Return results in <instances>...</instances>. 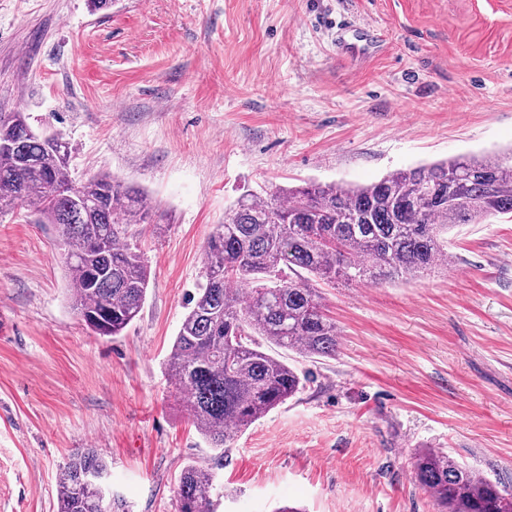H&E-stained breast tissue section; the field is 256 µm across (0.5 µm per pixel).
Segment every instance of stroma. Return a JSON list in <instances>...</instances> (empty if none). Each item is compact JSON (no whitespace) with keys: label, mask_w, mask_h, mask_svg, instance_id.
<instances>
[{"label":"stroma","mask_w":512,"mask_h":512,"mask_svg":"<svg viewBox=\"0 0 512 512\" xmlns=\"http://www.w3.org/2000/svg\"><path fill=\"white\" fill-rule=\"evenodd\" d=\"M18 110L71 143L74 179L138 185L162 218L139 227V317L100 336L51 225L0 215V512H56L80 448L107 464L112 512H178L190 465L215 474L218 512H434L421 448L512 486L505 218L451 228L447 267L420 278L318 283L335 356L268 346L304 387L224 455L165 374L207 239L244 191L512 152V0H0V113Z\"/></svg>","instance_id":"stroma-1"}]
</instances>
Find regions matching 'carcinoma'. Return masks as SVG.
<instances>
[{
  "label": "carcinoma",
  "mask_w": 512,
  "mask_h": 512,
  "mask_svg": "<svg viewBox=\"0 0 512 512\" xmlns=\"http://www.w3.org/2000/svg\"><path fill=\"white\" fill-rule=\"evenodd\" d=\"M72 146L0 115V214L26 206L52 224L74 308L93 332L118 336L139 316L150 271L134 243L158 211L109 173L77 182ZM512 218V156L487 155L390 173L364 186L309 182L262 196L247 191L206 246L204 281L167 364L192 424L216 450L303 389L306 378L260 341L304 357L336 355L339 332L312 281L385 282L448 267V229ZM247 286L240 296L230 285ZM416 479L437 512H512V488L439 448L415 455ZM107 473L92 448L72 454L58 481V512H112L89 481ZM215 475L185 468L179 512H215Z\"/></svg>",
  "instance_id": "carcinoma-1"
}]
</instances>
